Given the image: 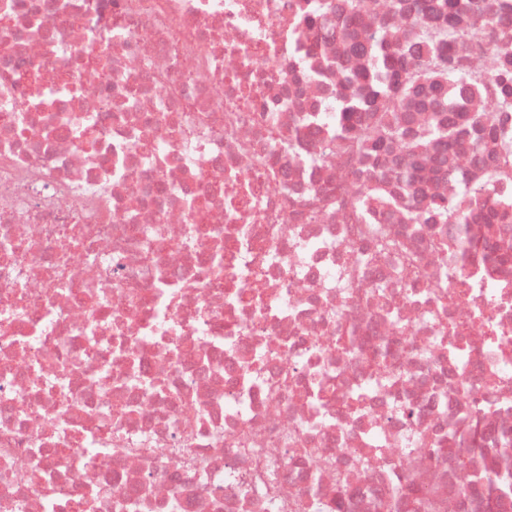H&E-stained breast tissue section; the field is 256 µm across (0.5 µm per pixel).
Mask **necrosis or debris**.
Wrapping results in <instances>:
<instances>
[{
  "label": "necrosis or debris",
  "instance_id": "4bbe7bcc",
  "mask_svg": "<svg viewBox=\"0 0 512 512\" xmlns=\"http://www.w3.org/2000/svg\"><path fill=\"white\" fill-rule=\"evenodd\" d=\"M465 2L449 50L485 77L512 0ZM438 3L0 0V512H512V263L406 218L501 179L497 144L430 142L411 190L404 145L336 144L337 112L380 119L376 37ZM474 117L512 131L491 93L393 115ZM403 252L469 287L441 303ZM459 468L463 474V479L459 483L458 495L466 499L471 497L476 491V485L484 477L483 466L479 458L475 455H467L459 458Z\"/></svg>",
  "mask_w": 512,
  "mask_h": 512
}]
</instances>
